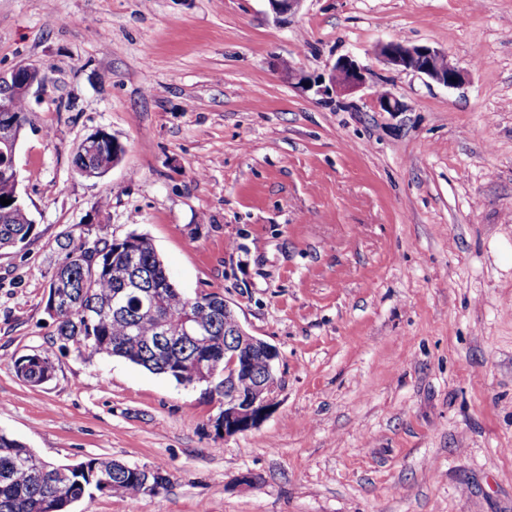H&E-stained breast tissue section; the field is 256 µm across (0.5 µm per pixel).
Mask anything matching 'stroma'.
Instances as JSON below:
<instances>
[{
  "instance_id": "obj_1",
  "label": "stroma",
  "mask_w": 512,
  "mask_h": 512,
  "mask_svg": "<svg viewBox=\"0 0 512 512\" xmlns=\"http://www.w3.org/2000/svg\"><path fill=\"white\" fill-rule=\"evenodd\" d=\"M396 39L463 83L388 67ZM347 55L366 85L317 93ZM21 65L46 81L16 154L35 228L0 251V432L170 476L71 512H512V0H0V75ZM101 128L125 153L88 179ZM132 232L278 350L259 426L224 435L204 387L57 336L64 244ZM40 359L32 360L29 364L23 361L20 365H27L26 370L20 375L18 370V361L16 362V371L20 377L32 385H40L48 381L52 376L53 366L50 361L40 356Z\"/></svg>"
}]
</instances>
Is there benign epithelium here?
I'll return each instance as SVG.
<instances>
[{"label": "benign epithelium", "mask_w": 512, "mask_h": 512, "mask_svg": "<svg viewBox=\"0 0 512 512\" xmlns=\"http://www.w3.org/2000/svg\"><path fill=\"white\" fill-rule=\"evenodd\" d=\"M377 55L398 70L424 74L448 87L462 80V71L454 59L448 53L428 46L394 40L381 45ZM44 82L41 70L29 65L18 67L8 78L0 76V129L14 126L12 101L28 98L32 87ZM328 82L335 91L355 92L366 84L365 69L349 57L340 59L331 68ZM373 98L378 110L399 111V103L390 93L377 91ZM224 314L233 319L232 331L224 333V366L209 365L206 381L210 391L224 397L220 428L227 436L256 427L273 406L278 388L279 352L249 333L227 302L224 303ZM242 376L253 378L251 391L246 396L235 390Z\"/></svg>", "instance_id": "7a95c632"}]
</instances>
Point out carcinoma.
<instances>
[{
	"label": "carcinoma",
	"instance_id": "1",
	"mask_svg": "<svg viewBox=\"0 0 512 512\" xmlns=\"http://www.w3.org/2000/svg\"><path fill=\"white\" fill-rule=\"evenodd\" d=\"M32 224L15 204H0V249L22 243L30 237ZM96 258L83 260L67 269L60 280H50L49 288L60 294L56 311L57 334L65 341L79 342L96 354L123 358L135 365L173 378L183 384L203 377L194 353L209 354L214 362L224 363V297L211 292L193 297L187 303L171 280L151 239L130 234L122 240L96 239ZM140 267L141 288H129L115 273L129 258ZM161 287V299L151 315L137 307L140 289ZM123 297V307L112 311V298ZM214 329V342L196 344L186 340L167 354L157 355L146 341L163 328L169 336H184L190 321ZM53 366L42 357L29 362L21 378L40 385L52 376ZM49 461L11 436L0 433V512H68L84 497L97 491L104 495H157L167 488L170 478L147 488L135 467L113 459L90 458L74 468L56 474L53 481L41 478Z\"/></svg>",
	"mask_w": 512,
	"mask_h": 512
}]
</instances>
